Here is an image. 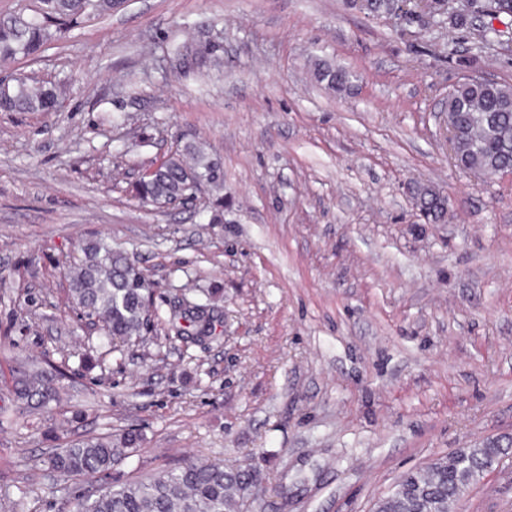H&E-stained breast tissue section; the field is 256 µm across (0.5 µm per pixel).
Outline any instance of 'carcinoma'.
Returning <instances> with one entry per match:
<instances>
[{"label": "carcinoma", "instance_id": "1", "mask_svg": "<svg viewBox=\"0 0 512 512\" xmlns=\"http://www.w3.org/2000/svg\"><path fill=\"white\" fill-rule=\"evenodd\" d=\"M466 8L451 15L459 27L471 15L484 13L487 3L466 0ZM123 0H31L16 11L0 14V62L35 61L51 45L63 39L83 21L112 13ZM320 81L337 91L347 88L350 73L332 65L318 72ZM61 87L47 86L24 76L0 85V109L8 112H53ZM512 100L508 84H477L463 81L448 94L446 112L469 131L459 148L463 167L485 169L491 176L512 170V108L501 103ZM224 182L219 163L200 146L187 141L163 157L150 174L136 180L132 193L141 202L166 207L194 195L199 185L219 187ZM82 257L69 280L72 302L85 317L100 322L112 341L138 339L151 323L155 289L130 256L114 249L103 238H90L80 245ZM185 324L180 336L208 332L214 309L196 304L183 309ZM13 393L24 405L51 411L58 400L56 378L40 369L14 378ZM134 430L115 438L90 437L48 455L43 463L61 479L82 477L102 480L131 450L142 443ZM506 449L489 442L467 450L461 465L443 459L426 469L406 474L392 491L375 504L378 512H444L489 471ZM258 485L257 471L245 467L227 470L221 463L192 460L145 479L121 483L103 480L94 493L58 512H248Z\"/></svg>", "mask_w": 512, "mask_h": 512}]
</instances>
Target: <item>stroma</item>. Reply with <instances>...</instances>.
I'll list each match as a JSON object with an SVG mask.
<instances>
[{
	"label": "stroma",
	"mask_w": 512,
	"mask_h": 512,
	"mask_svg": "<svg viewBox=\"0 0 512 512\" xmlns=\"http://www.w3.org/2000/svg\"><path fill=\"white\" fill-rule=\"evenodd\" d=\"M501 31L479 44L353 0H125L0 65L70 84L56 111H0V512L86 497L43 459L131 429L144 441L113 478L250 466V512H373L406 473L512 438V178L454 167L442 133L458 81L512 85ZM175 43L220 64L171 66ZM319 59L346 91L314 79ZM183 135L222 188L142 204L130 185ZM414 185L446 197L445 221ZM98 234L156 288V328L118 348L68 296ZM185 304L215 306L205 336L177 335ZM33 366L61 375L53 414L14 399ZM454 512H512V454Z\"/></svg>",
	"instance_id": "stroma-1"
}]
</instances>
